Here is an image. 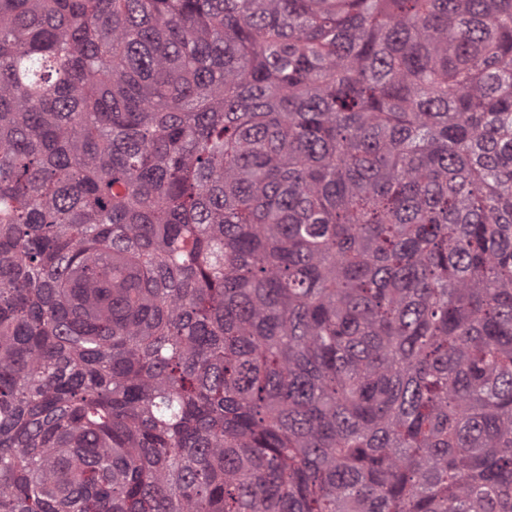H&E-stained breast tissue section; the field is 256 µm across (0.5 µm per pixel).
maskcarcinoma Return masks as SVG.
I'll use <instances>...</instances> for the list:
<instances>
[{"instance_id":"obj_1","label":"carcinoma","mask_w":512,"mask_h":512,"mask_svg":"<svg viewBox=\"0 0 512 512\" xmlns=\"http://www.w3.org/2000/svg\"><path fill=\"white\" fill-rule=\"evenodd\" d=\"M0 512H512V0H0Z\"/></svg>"}]
</instances>
